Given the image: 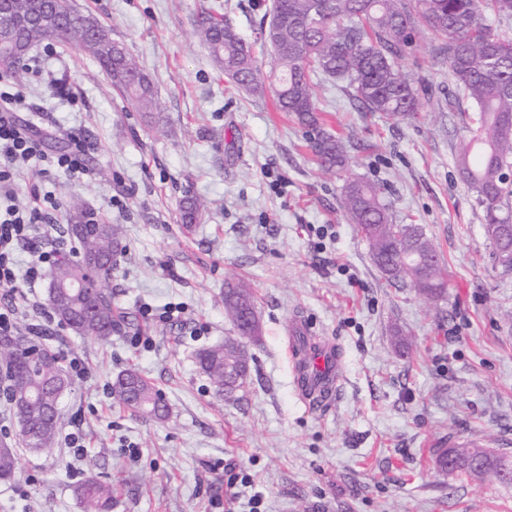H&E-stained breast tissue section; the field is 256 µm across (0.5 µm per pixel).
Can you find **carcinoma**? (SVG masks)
<instances>
[{"label":"carcinoma","instance_id":"cac0c4a2","mask_svg":"<svg viewBox=\"0 0 512 512\" xmlns=\"http://www.w3.org/2000/svg\"><path fill=\"white\" fill-rule=\"evenodd\" d=\"M21 21L16 39L21 53L0 59V73L17 77L27 71L31 48L45 41L75 46L89 53L109 77L113 89L156 127L164 122L161 103L151 80L125 45L99 24L89 35L86 26L97 21L79 11L72 0H13ZM512 20V0H273L259 39L271 48L269 77L276 83V108L295 116L306 129L307 147L319 169L338 174L348 157L339 138L322 128V79L346 82L347 93L361 111L389 119L415 117L421 106L414 76L403 69L413 57L420 35L428 31L433 57L448 68L455 86L448 110L474 115L464 122L455 154L457 170L483 207L484 224L500 252L512 249V234L494 233L491 226L512 219V184L504 179L512 167V33L493 22ZM198 34L213 64L237 88L256 94L263 90L264 74L253 52L227 16L202 13ZM341 208L367 242L379 272L393 284H408L423 296L438 300L446 292L444 262L418 224H403L384 202L381 188L364 179L344 187ZM204 210L196 197L187 196L180 221L189 227ZM90 212L65 232L76 244L54 265L47 288L49 309L76 335L106 341L118 325V307L112 289L116 257L123 250L121 226L102 218L89 222ZM87 281L89 288L71 287ZM69 285L60 292L54 283ZM224 315L236 336L196 354L202 371L218 396L241 387L249 371L246 343L255 340L250 317L255 315L251 288L229 283L224 288ZM33 341L25 336L0 335V365L8 370L7 396L14 410L25 409L32 424L21 433V447L49 454L57 443L61 393L66 391V370L53 354L56 373L42 371L29 356ZM111 394L116 403L141 415L163 419L168 406L153 384L128 369L116 379ZM17 449L0 446V480L14 476ZM472 479L512 483V459L494 455L485 466L457 471ZM82 512H111L112 485L88 478L77 488Z\"/></svg>","mask_w":512,"mask_h":512}]
</instances>
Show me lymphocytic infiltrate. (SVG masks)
I'll list each match as a JSON object with an SVG mask.
<instances>
[{
    "instance_id": "1",
    "label": "lymphocytic infiltrate",
    "mask_w": 512,
    "mask_h": 512,
    "mask_svg": "<svg viewBox=\"0 0 512 512\" xmlns=\"http://www.w3.org/2000/svg\"><path fill=\"white\" fill-rule=\"evenodd\" d=\"M22 101L9 80H0V199H6L5 209L0 210V286H14L17 276L14 255L19 248L30 250L33 260L26 273L27 287L16 291L11 302L0 305V333H13L23 315V306L29 301L28 290L35 287L45 267L58 258L57 249H46L36 238L38 224L44 223L57 203L49 195H32L23 207L12 205L15 195L12 164L15 160L37 159L44 162V174L80 179L87 176L84 164V143L73 139L69 152L51 156L44 152L41 139L31 128L20 122L17 106Z\"/></svg>"
}]
</instances>
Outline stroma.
Wrapping results in <instances>:
<instances>
[{
    "label": "stroma",
    "mask_w": 512,
    "mask_h": 512,
    "mask_svg": "<svg viewBox=\"0 0 512 512\" xmlns=\"http://www.w3.org/2000/svg\"><path fill=\"white\" fill-rule=\"evenodd\" d=\"M270 3L75 0L150 76L159 131L84 50H32L37 70L17 84L20 116L49 135L47 153L81 138L92 175L51 178L37 160L18 162L14 202L25 205L36 188L56 197L40 229L49 245L72 200L121 225L115 303L157 319L86 341L47 319L48 283L37 284L42 344L88 369L70 374L58 420L85 451L20 452L14 477L0 481V512H81L75 489L91 475L115 484L112 512H248L257 492V512H512V485L448 476L435 463L438 443L459 437H487L512 456V272L495 261L483 209L455 166L463 129L443 106L454 93L448 70L420 39L425 102L405 121L360 111L344 82L324 81L321 122L350 143L346 173L322 174L303 127L276 111L273 85L238 90L196 30L214 11L255 40ZM354 178L379 185L400 220L423 226L447 266L443 299L377 270L340 207ZM118 191L121 208L109 204ZM188 193L205 204L189 230L179 220ZM230 278L252 288L261 335L243 387L219 399L195 355L235 333L224 316ZM174 307L178 319L159 321ZM297 315L344 356L341 390L320 412L293 388L287 334ZM129 368L160 390L167 418L114 402L111 385Z\"/></svg>",
    "instance_id": "obj_1"
}]
</instances>
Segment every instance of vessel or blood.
<instances>
[{"label":"vessel or blood","instance_id":"1","mask_svg":"<svg viewBox=\"0 0 512 512\" xmlns=\"http://www.w3.org/2000/svg\"><path fill=\"white\" fill-rule=\"evenodd\" d=\"M287 353L297 396L311 409L328 405L344 376L339 348L332 342L316 340L307 319L298 315L288 327Z\"/></svg>","mask_w":512,"mask_h":512}]
</instances>
